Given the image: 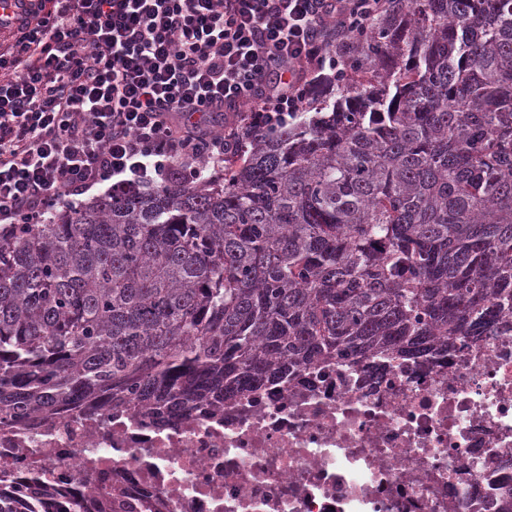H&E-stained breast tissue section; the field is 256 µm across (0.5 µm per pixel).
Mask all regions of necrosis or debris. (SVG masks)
I'll list each match as a JSON object with an SVG mask.
<instances>
[{
	"label": "necrosis or debris",
	"instance_id": "4bbe7bcc",
	"mask_svg": "<svg viewBox=\"0 0 512 512\" xmlns=\"http://www.w3.org/2000/svg\"><path fill=\"white\" fill-rule=\"evenodd\" d=\"M21 512H496L512 485V332L413 361L327 359L165 422L0 421Z\"/></svg>",
	"mask_w": 512,
	"mask_h": 512
}]
</instances>
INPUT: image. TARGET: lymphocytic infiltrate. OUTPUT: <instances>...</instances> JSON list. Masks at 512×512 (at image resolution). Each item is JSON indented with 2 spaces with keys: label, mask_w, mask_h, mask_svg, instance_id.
<instances>
[{
  "label": "lymphocytic infiltrate",
  "mask_w": 512,
  "mask_h": 512,
  "mask_svg": "<svg viewBox=\"0 0 512 512\" xmlns=\"http://www.w3.org/2000/svg\"><path fill=\"white\" fill-rule=\"evenodd\" d=\"M390 0H33L0 49V225L38 224L81 190L118 192L223 163L233 136L347 73Z\"/></svg>",
  "instance_id": "lymphocytic-infiltrate-1"
}]
</instances>
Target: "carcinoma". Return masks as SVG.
Wrapping results in <instances>:
<instances>
[{
    "label": "carcinoma",
    "mask_w": 512,
    "mask_h": 512,
    "mask_svg": "<svg viewBox=\"0 0 512 512\" xmlns=\"http://www.w3.org/2000/svg\"><path fill=\"white\" fill-rule=\"evenodd\" d=\"M512 329V0H393L224 182L0 226V416L163 419L343 353Z\"/></svg>",
    "instance_id": "obj_1"
}]
</instances>
